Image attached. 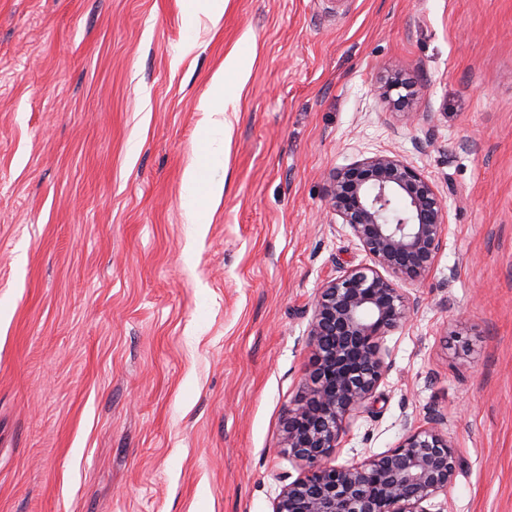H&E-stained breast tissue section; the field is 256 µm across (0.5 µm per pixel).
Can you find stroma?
Segmentation results:
<instances>
[{"mask_svg": "<svg viewBox=\"0 0 512 512\" xmlns=\"http://www.w3.org/2000/svg\"><path fill=\"white\" fill-rule=\"evenodd\" d=\"M235 95L202 153L213 73ZM403 67L422 118L374 93ZM378 152L443 197L424 304L339 462L429 411L432 512H512V0H0V512H273L312 299L367 256L328 174ZM223 181L205 230L183 173ZM184 2L187 18L191 23L204 16L216 26L224 16V0H185Z\"/></svg>", "mask_w": 512, "mask_h": 512, "instance_id": "1", "label": "stroma"}]
</instances>
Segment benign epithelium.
I'll use <instances>...</instances> for the list:
<instances>
[{
    "mask_svg": "<svg viewBox=\"0 0 512 512\" xmlns=\"http://www.w3.org/2000/svg\"><path fill=\"white\" fill-rule=\"evenodd\" d=\"M409 121L417 85L399 70L375 87ZM326 207L368 261L327 279L312 300L306 343L314 351L307 397L288 409L284 442L303 472L284 486L273 512H430L425 503L455 481L461 458L432 413L405 423L387 451L340 463L349 420L375 397L388 368L386 336L407 326L420 297L411 289L442 250L447 208L436 186L398 154L375 153L329 174Z\"/></svg>",
    "mask_w": 512,
    "mask_h": 512,
    "instance_id": "benign-epithelium-1",
    "label": "benign epithelium"
}]
</instances>
